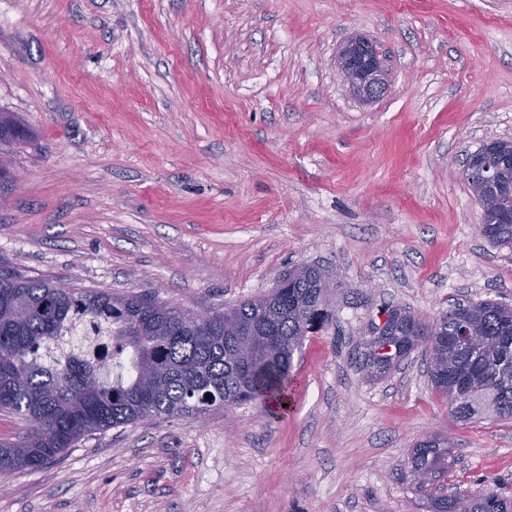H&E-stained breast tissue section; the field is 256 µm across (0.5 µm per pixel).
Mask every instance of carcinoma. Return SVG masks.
Returning a JSON list of instances; mask_svg holds the SVG:
<instances>
[{"instance_id": "1", "label": "carcinoma", "mask_w": 512, "mask_h": 512, "mask_svg": "<svg viewBox=\"0 0 512 512\" xmlns=\"http://www.w3.org/2000/svg\"><path fill=\"white\" fill-rule=\"evenodd\" d=\"M29 137L17 121L0 128V142ZM479 197L482 235L512 244V196L494 185ZM387 343L373 350L374 319L356 345L369 378L383 376L417 349L426 356L434 390H456L446 402L455 421L512 423V307L496 300L455 303L427 321L404 308ZM179 303L142 294L117 295L41 279L0 277V412L26 423L14 441H0V477L35 470L88 437L110 428L247 402L273 412L288 393L294 352L318 327L336 322L325 272L303 266L271 291L204 322ZM479 338L457 341L461 328ZM446 437H429L410 452L414 491L432 512H512V496L494 489L433 495L448 476Z\"/></svg>"}]
</instances>
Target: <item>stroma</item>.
<instances>
[{
    "label": "stroma",
    "instance_id": "stroma-1",
    "mask_svg": "<svg viewBox=\"0 0 512 512\" xmlns=\"http://www.w3.org/2000/svg\"><path fill=\"white\" fill-rule=\"evenodd\" d=\"M384 94L337 73L352 35ZM0 276L224 311L315 264L337 325L295 352L288 412L112 428L6 477L0 512H427L400 468L446 435V491L512 494V424L462 425L412 353L352 350L389 303L512 305V245L478 231L467 154L512 140V0H0ZM338 68L350 92L361 102L370 103L386 89L382 52L372 40L356 35L339 50Z\"/></svg>",
    "mask_w": 512,
    "mask_h": 512
}]
</instances>
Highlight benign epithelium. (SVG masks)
Masks as SVG:
<instances>
[{"instance_id":"obj_1","label":"benign epithelium","mask_w":512,"mask_h":512,"mask_svg":"<svg viewBox=\"0 0 512 512\" xmlns=\"http://www.w3.org/2000/svg\"><path fill=\"white\" fill-rule=\"evenodd\" d=\"M338 68L350 92L361 102L370 103L386 89L382 52L372 40L356 35L339 50Z\"/></svg>"}]
</instances>
